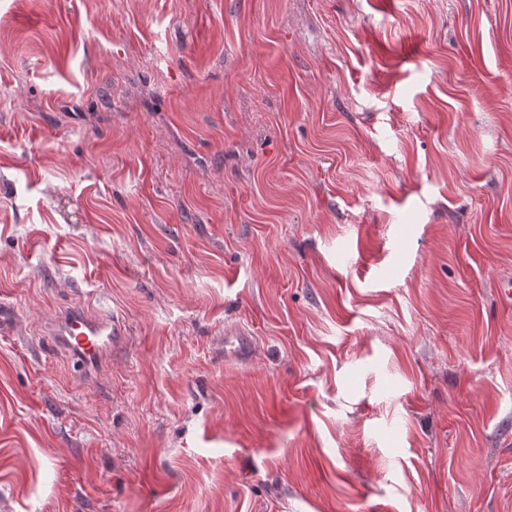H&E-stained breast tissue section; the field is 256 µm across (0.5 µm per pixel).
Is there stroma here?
I'll use <instances>...</instances> for the list:
<instances>
[{"label":"stroma","mask_w":512,"mask_h":512,"mask_svg":"<svg viewBox=\"0 0 512 512\" xmlns=\"http://www.w3.org/2000/svg\"><path fill=\"white\" fill-rule=\"evenodd\" d=\"M505 278L512 0H0V512H512ZM65 350L74 367L91 378L125 336L124 325L114 316L94 317L85 311H71L60 316L51 333ZM255 340L252 334L244 328L226 329L224 332V353L241 360L251 357Z\"/></svg>","instance_id":"stroma-1"}]
</instances>
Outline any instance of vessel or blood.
Instances as JSON below:
<instances>
[{
  "label": "vessel or blood",
  "instance_id": "1",
  "mask_svg": "<svg viewBox=\"0 0 512 512\" xmlns=\"http://www.w3.org/2000/svg\"><path fill=\"white\" fill-rule=\"evenodd\" d=\"M53 335L58 345L69 354L79 373L89 378L102 367L112 350L122 343L125 331L116 317H94L75 310L58 318ZM254 346L255 340L248 330H225V354L246 360L250 358Z\"/></svg>",
  "mask_w": 512,
  "mask_h": 512
}]
</instances>
